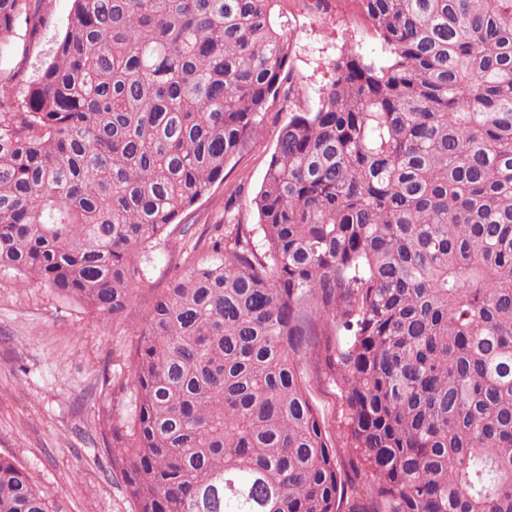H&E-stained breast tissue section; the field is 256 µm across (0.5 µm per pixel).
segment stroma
<instances>
[{"label":"stroma","instance_id":"obj_1","mask_svg":"<svg viewBox=\"0 0 512 512\" xmlns=\"http://www.w3.org/2000/svg\"><path fill=\"white\" fill-rule=\"evenodd\" d=\"M73 0H45L53 24L39 41L14 40L0 53V70L26 60L37 78L68 26ZM290 64L302 77L306 104L314 106L330 81V63L353 49L380 60L379 41L354 16L349 0L329 14L288 0ZM287 111L268 113L245 156L226 168L245 185L238 216L254 221L251 199L261 186ZM189 232H174L147 248L148 271L136 302L121 319L105 318L53 289L0 270V456L26 470L56 512H136L125 485L112 470L100 424L111 413L110 388L131 375L129 353L153 297L169 281L210 257L209 242L224 221V186L215 184L194 211Z\"/></svg>","mask_w":512,"mask_h":512}]
</instances>
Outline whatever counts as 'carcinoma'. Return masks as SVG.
<instances>
[{
	"label": "carcinoma",
	"instance_id": "1",
	"mask_svg": "<svg viewBox=\"0 0 512 512\" xmlns=\"http://www.w3.org/2000/svg\"><path fill=\"white\" fill-rule=\"evenodd\" d=\"M42 2L0 0V33L37 40ZM286 2L74 0L40 75L0 77V269L124 317L223 182L215 259L112 387L136 512H512V0H350L385 57L341 52L312 109ZM278 104L242 224L224 171ZM0 512H53L2 458ZM306 368L311 376V397L322 415L332 425L333 432L335 431L336 439L338 440L339 430L337 429V424L335 422L337 411V399L335 391L332 387L325 384L324 382L320 384L317 383L315 376L312 375V370L314 369L313 364L306 366Z\"/></svg>",
	"mask_w": 512,
	"mask_h": 512
}]
</instances>
